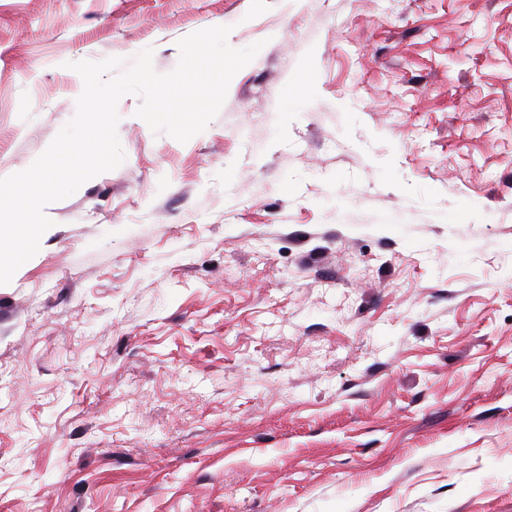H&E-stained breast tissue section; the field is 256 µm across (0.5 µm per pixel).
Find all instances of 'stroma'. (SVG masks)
<instances>
[{"instance_id":"stroma-1","label":"stroma","mask_w":512,"mask_h":512,"mask_svg":"<svg viewBox=\"0 0 512 512\" xmlns=\"http://www.w3.org/2000/svg\"><path fill=\"white\" fill-rule=\"evenodd\" d=\"M213 26L0 285V512H512V0H0V178Z\"/></svg>"}]
</instances>
